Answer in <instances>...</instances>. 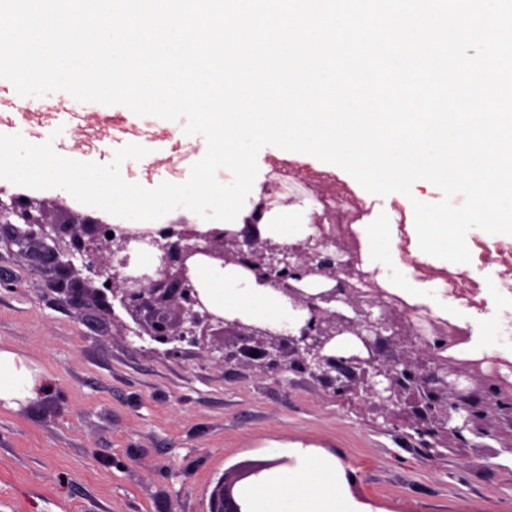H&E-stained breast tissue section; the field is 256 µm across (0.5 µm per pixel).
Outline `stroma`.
Instances as JSON below:
<instances>
[{"label": "stroma", "instance_id": "stroma-1", "mask_svg": "<svg viewBox=\"0 0 512 512\" xmlns=\"http://www.w3.org/2000/svg\"><path fill=\"white\" fill-rule=\"evenodd\" d=\"M104 111L113 123L167 135L157 168L128 173L144 187L179 181L201 158L199 145L126 106ZM62 126L58 114L36 120L18 104L0 109L7 135L42 141ZM69 128L56 143L64 155L113 160L116 144ZM333 178L366 200L365 221L392 211L395 240L414 239L403 199L370 198L342 169ZM8 239L0 231V271L13 280L0 286V348L33 362L50 386L25 406H0V512H208L224 477L289 465L287 450L297 445L335 455L352 478L350 495L369 512H512L511 428L496 425L463 448H435L424 464L427 450L412 429L371 406L332 399L306 373L217 365L187 345L172 358L155 354L153 342L123 334L94 303L65 304L51 274ZM468 239L483 245L468 269L486 300L478 317L492 329L505 316L501 290L512 284L495 258L512 247V235L476 229ZM275 446L282 455L271 456Z\"/></svg>", "mask_w": 512, "mask_h": 512}]
</instances>
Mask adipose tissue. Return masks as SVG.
<instances>
[{"label": "adipose tissue", "mask_w": 512, "mask_h": 512, "mask_svg": "<svg viewBox=\"0 0 512 512\" xmlns=\"http://www.w3.org/2000/svg\"><path fill=\"white\" fill-rule=\"evenodd\" d=\"M306 213L303 204L272 212L258 230L280 243H296L307 233ZM386 230V225L375 222L362 225L361 239L368 246L363 258L365 266L411 304L447 316L446 288L436 281L416 280L413 268L399 260ZM195 277L205 300L226 316L248 319L283 333L298 328L302 322L301 309L239 267L219 268L202 263L197 266ZM45 388V378L25 358L15 351L0 349V405L18 407L36 400ZM292 456V465H271L243 489L248 512H367L347 492L346 474L335 456L315 454L301 447L293 449Z\"/></svg>", "instance_id": "adipose-tissue-1"}]
</instances>
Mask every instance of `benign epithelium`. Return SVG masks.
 Here are the masks:
<instances>
[{
    "instance_id": "1",
    "label": "benign epithelium",
    "mask_w": 512,
    "mask_h": 512,
    "mask_svg": "<svg viewBox=\"0 0 512 512\" xmlns=\"http://www.w3.org/2000/svg\"><path fill=\"white\" fill-rule=\"evenodd\" d=\"M19 224L12 243L51 273L56 291L69 305L95 300L109 313L114 304L137 325L133 333L160 344L199 348L218 364L232 362L262 370L299 369L332 389L336 399L373 403L399 420L429 448L448 447L466 436L486 437L492 429L488 409L512 425V403L487 385L485 376L443 357L425 337L411 334L401 312L390 307L387 293L376 288H332L310 294L288 281V270L335 277L320 259L321 241L313 236L290 246L264 237L252 223L242 231L176 224L152 241L153 265L132 260L135 252L107 236L112 228L95 215L32 196H0V224ZM79 257L86 282L72 281ZM241 266L257 282L283 293L305 313L304 323L288 335L241 319H229L204 301L195 282V263ZM111 286H106V283ZM263 470L224 479L213 492L209 512H246L237 482Z\"/></svg>"
}]
</instances>
